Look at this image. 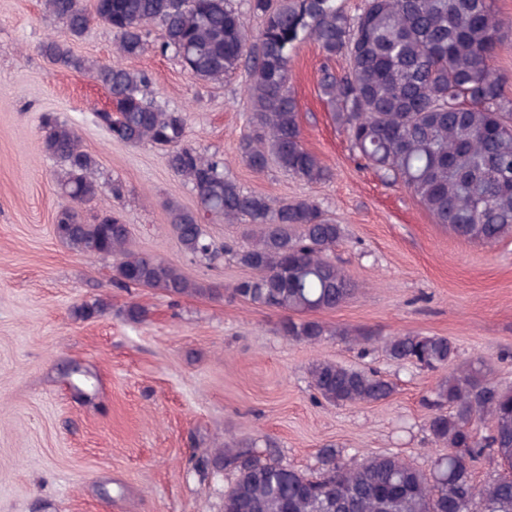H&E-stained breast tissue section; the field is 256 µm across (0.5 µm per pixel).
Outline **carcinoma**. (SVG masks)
<instances>
[{
  "instance_id": "carcinoma-1",
  "label": "carcinoma",
  "mask_w": 512,
  "mask_h": 512,
  "mask_svg": "<svg viewBox=\"0 0 512 512\" xmlns=\"http://www.w3.org/2000/svg\"><path fill=\"white\" fill-rule=\"evenodd\" d=\"M247 2L260 19L254 33L232 0H92L88 8L82 0H44V7L64 20L70 40L93 23L108 26L124 57L141 55L156 26L162 51L173 52L202 81H220L244 67L251 115L239 143L242 160L256 173L273 164L311 185L331 172L303 144L289 62L312 40L323 56L320 89L331 117L364 166L406 189L459 238L491 245L512 235V100L493 68L504 28L493 0H365L355 16L338 0ZM42 52L64 68L92 70L114 104L115 114L96 113L113 138L168 150V166L198 198L196 210L168 206L184 252L207 263L229 254L251 272L230 288L231 298L285 313L279 333L295 341L376 340L308 317L340 307L354 291L333 257L342 226L315 200L275 204L244 191L224 175L223 159L186 143L185 115L149 98L146 72L119 63L93 68L69 40H51ZM338 57L348 61L340 74ZM43 132L45 153L61 166L58 190L66 205L54 232L63 244L117 257V288L144 286L177 298L205 291L178 266L132 249L129 225L111 213L84 223L77 207L106 193L118 199L123 185L98 182L97 160L67 120L47 114ZM206 215L246 224L250 243L216 242L201 224ZM383 345L398 364L438 369L457 357L445 336L407 333ZM309 376L317 394L336 406L376 404L393 393V384L370 368L322 360ZM433 394L426 429L448 453L434 457L429 470L397 455L348 464L327 446L322 472L312 475L262 462L253 443L247 451L226 445L220 459L237 476L224 492V512H512V387L494 382L476 360L440 378ZM477 459L507 473L478 485L470 468Z\"/></svg>"
}]
</instances>
